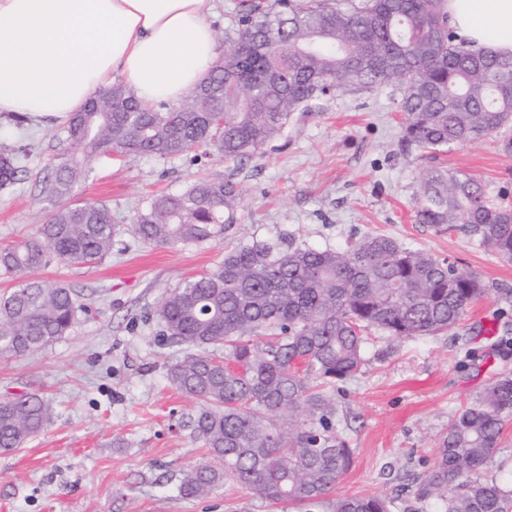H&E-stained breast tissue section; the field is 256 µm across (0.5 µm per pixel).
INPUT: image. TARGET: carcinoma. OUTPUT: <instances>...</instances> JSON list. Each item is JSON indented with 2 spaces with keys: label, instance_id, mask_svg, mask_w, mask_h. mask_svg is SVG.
Returning a JSON list of instances; mask_svg holds the SVG:
<instances>
[{
  "label": "carcinoma",
  "instance_id": "carcinoma-1",
  "mask_svg": "<svg viewBox=\"0 0 512 512\" xmlns=\"http://www.w3.org/2000/svg\"><path fill=\"white\" fill-rule=\"evenodd\" d=\"M446 0H247L222 54L180 103L144 107L123 82L76 112L66 137L78 148L51 163L36 186L54 204L37 233L0 249V354L31 355L65 336L80 306L73 292L31 273L54 257L92 263L112 251L116 226L103 203L69 201L91 163L114 155L159 160L213 147L243 165L282 136L288 121L333 92L394 87L400 92L401 146L441 150L495 138L506 155L512 137V56L455 41ZM20 157L0 151V186L16 180ZM238 185L197 180L137 212L134 236L155 246L200 245L236 223ZM419 224L453 231L463 224L478 245L512 261V206L488 196L459 171L425 174ZM485 293L446 260L384 234L346 249L282 248L256 239L227 244L224 261L167 294L155 310L173 343L191 349L167 379L195 399L184 427L224 467L182 474L178 493L201 497L228 478L269 505L299 512H391L395 499L332 496L352 465L336 430L334 387L365 363L364 332L394 338L454 327ZM512 415V377L492 383L438 439L433 470L412 481L417 505L446 512H512V489L477 481ZM51 416L35 394L0 400V450L22 447Z\"/></svg>",
  "mask_w": 512,
  "mask_h": 512
}]
</instances>
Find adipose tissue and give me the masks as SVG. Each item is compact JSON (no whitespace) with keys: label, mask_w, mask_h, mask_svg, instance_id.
<instances>
[{"label":"adipose tissue","mask_w":512,"mask_h":512,"mask_svg":"<svg viewBox=\"0 0 512 512\" xmlns=\"http://www.w3.org/2000/svg\"><path fill=\"white\" fill-rule=\"evenodd\" d=\"M209 0H0V114L69 117L121 77L147 106L179 101L217 43ZM458 42L512 56V0H448Z\"/></svg>","instance_id":"1"}]
</instances>
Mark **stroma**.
I'll return each instance as SVG.
<instances>
[{
  "label": "stroma",
  "instance_id": "35a3bbf8",
  "mask_svg": "<svg viewBox=\"0 0 512 512\" xmlns=\"http://www.w3.org/2000/svg\"><path fill=\"white\" fill-rule=\"evenodd\" d=\"M400 94L342 93L294 113L284 135L243 166L217 152L159 160L126 155L97 161L75 186L76 202H102L118 233L91 265L49 261L38 279L74 293L71 332L26 357L0 356V399L33 392L53 413L24 447L0 453V512H279L224 481L207 496H179L183 470L210 461L183 423L195 403L166 371L184 350L167 342L153 315L163 297L224 258L225 244L255 239L342 249L368 234L392 236L448 260L485 293L448 331L396 339L366 332L367 361L329 393L336 429L353 453L339 496L397 497L437 461L438 438L460 410L499 376L512 375V262L476 246L465 228L416 223L415 199L428 170L476 176L489 196L512 204V155L480 139L436 152L400 145ZM15 149L28 173L0 188V247L33 236L50 211L34 173L70 153L63 124L0 117V149ZM242 189L224 240L151 246L127 229L147 200L198 179Z\"/></svg>",
  "mask_w": 512,
  "mask_h": 512
}]
</instances>
